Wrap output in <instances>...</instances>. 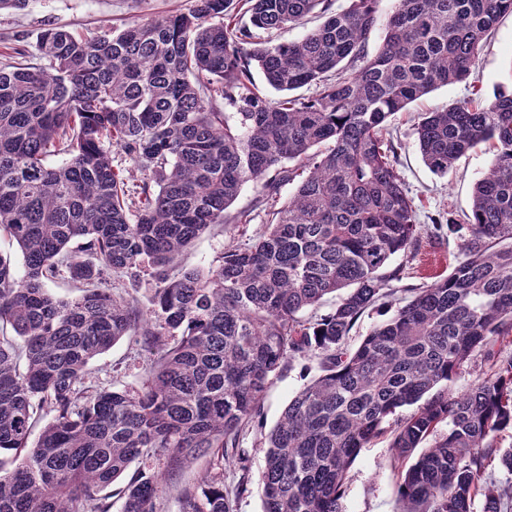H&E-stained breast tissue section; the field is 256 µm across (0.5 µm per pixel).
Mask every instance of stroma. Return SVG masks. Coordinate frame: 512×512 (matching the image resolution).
Segmentation results:
<instances>
[{
  "label": "stroma",
  "instance_id": "35a3bbf8",
  "mask_svg": "<svg viewBox=\"0 0 512 512\" xmlns=\"http://www.w3.org/2000/svg\"><path fill=\"white\" fill-rule=\"evenodd\" d=\"M193 0H30L26 9L0 12V58L18 38L35 43L38 33L53 26L85 37H92L105 25L124 27L145 22L168 12L188 11ZM512 88V15L503 16L496 31L480 54L469 82L441 86L396 113L390 124L397 130L400 149L397 169L420 216L441 213L457 216L469 211L475 181L485 172L493 151L482 145L461 157L447 175L433 174L423 163L416 145L414 125L419 113L450 107L480 92L483 100H493L502 89ZM232 212H251L249 224H229L206 232L181 256L185 267L208 268L228 245L244 241L266 228L269 210L258 203V189L246 184L231 206ZM456 237L436 239L422 234L415 252L396 255L392 266L402 269V287L423 286L443 278L452 270L459 253ZM144 358L129 341L117 342L91 364L93 379L117 388H138L144 373ZM302 360L271 376L263 402L264 427L245 433L240 441L248 457L249 490L232 503L233 512H264L260 473L264 458L259 449L261 432L272 429L288 402L310 379ZM399 472L388 437H381L363 448L352 463L342 499L344 512H395Z\"/></svg>",
  "mask_w": 512,
  "mask_h": 512
}]
</instances>
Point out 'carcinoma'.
Wrapping results in <instances>:
<instances>
[{
  "instance_id": "carcinoma-1",
  "label": "carcinoma",
  "mask_w": 512,
  "mask_h": 512,
  "mask_svg": "<svg viewBox=\"0 0 512 512\" xmlns=\"http://www.w3.org/2000/svg\"><path fill=\"white\" fill-rule=\"evenodd\" d=\"M381 2L194 0L90 38L48 27L0 66V237L24 257L20 277L0 255V512H112L118 479L121 512H160L155 462L197 456L209 466L178 512H233L249 483L240 438L260 424L270 376L310 357L319 374L261 442L264 512H343L350 464L387 433L403 460L432 440L396 512H512V448L497 445L512 428V356L493 350L512 337V92L422 113L432 173L481 144L494 157L468 222L431 218L432 236L465 232L451 273L404 289L390 320L345 347L420 237L388 121L466 81L512 0H395L371 56ZM312 14L324 21L298 41L257 36ZM252 63L282 98L257 87ZM305 86L315 94L291 96ZM114 149L143 175L135 188ZM249 182L266 230L206 271L180 265L215 225L251 223L226 215ZM65 274L80 291L68 301L48 288ZM144 282L147 309L133 296ZM337 292L328 314L302 317ZM126 336L146 356L141 389L88 381ZM475 352L489 373L448 393ZM495 459L507 476L488 482ZM226 463L242 471L231 490Z\"/></svg>"
}]
</instances>
